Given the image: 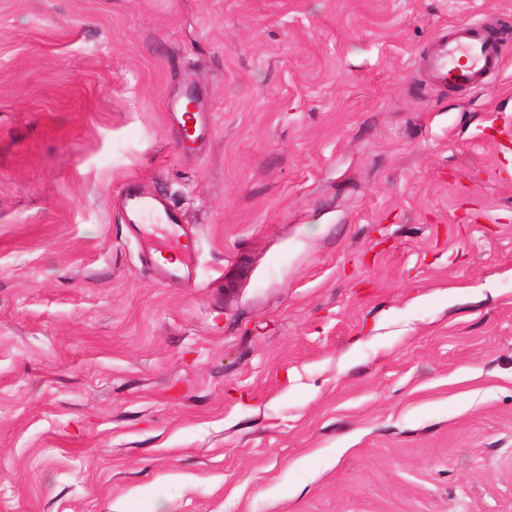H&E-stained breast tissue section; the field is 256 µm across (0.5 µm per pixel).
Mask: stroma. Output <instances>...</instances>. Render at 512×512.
Wrapping results in <instances>:
<instances>
[{"label":"stroma","instance_id":"1","mask_svg":"<svg viewBox=\"0 0 512 512\" xmlns=\"http://www.w3.org/2000/svg\"><path fill=\"white\" fill-rule=\"evenodd\" d=\"M509 126L512 0H0V512H512ZM502 57L499 43L486 28L480 24L464 25L455 34L439 38V50L427 65L441 85L480 88L487 76L501 69ZM124 204L128 217L139 218L146 213L158 212L164 219V224H175L182 227L183 218L179 211L165 207L156 199L141 196L132 186L127 190ZM184 235L190 239L192 244L183 252L182 258L176 265H154L152 261V255L155 251V248L151 245V243H149L147 249L144 251L145 260L150 262L154 269V273L157 275L159 280L184 281L191 278L197 256V245L196 242L192 239V236L185 233Z\"/></svg>","mask_w":512,"mask_h":512}]
</instances>
